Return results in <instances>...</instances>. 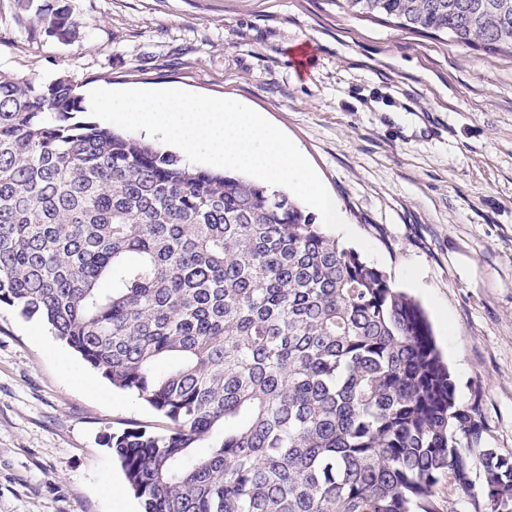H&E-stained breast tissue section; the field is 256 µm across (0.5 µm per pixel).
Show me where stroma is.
<instances>
[{"instance_id": "obj_1", "label": "stroma", "mask_w": 512, "mask_h": 512, "mask_svg": "<svg viewBox=\"0 0 512 512\" xmlns=\"http://www.w3.org/2000/svg\"><path fill=\"white\" fill-rule=\"evenodd\" d=\"M81 37L0 0V69L235 100L280 128L424 309L485 447L512 450V56L356 16L339 0H67ZM315 48L309 71L295 52ZM417 119L407 130L390 114ZM158 418L39 318L0 308V512H142L106 445Z\"/></svg>"}]
</instances>
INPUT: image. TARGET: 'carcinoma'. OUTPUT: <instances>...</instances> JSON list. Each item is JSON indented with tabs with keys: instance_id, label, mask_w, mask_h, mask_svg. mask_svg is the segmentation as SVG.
Listing matches in <instances>:
<instances>
[{
	"instance_id": "obj_1",
	"label": "carcinoma",
	"mask_w": 512,
	"mask_h": 512,
	"mask_svg": "<svg viewBox=\"0 0 512 512\" xmlns=\"http://www.w3.org/2000/svg\"><path fill=\"white\" fill-rule=\"evenodd\" d=\"M344 2L512 55V0ZM18 6L79 38L66 0ZM78 88L0 70V307L165 420L106 441L144 512H443L442 486L512 512V451L414 299L287 193L81 117Z\"/></svg>"
}]
</instances>
